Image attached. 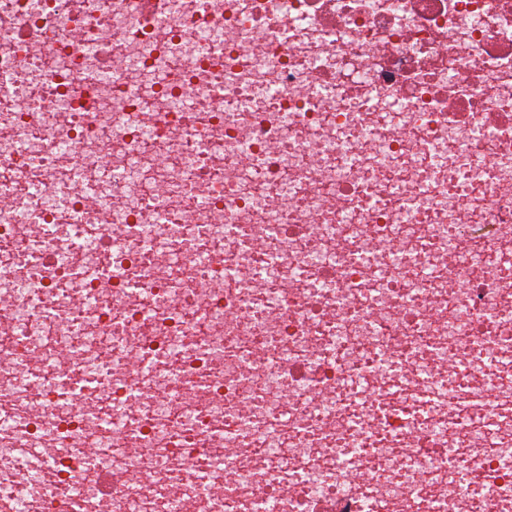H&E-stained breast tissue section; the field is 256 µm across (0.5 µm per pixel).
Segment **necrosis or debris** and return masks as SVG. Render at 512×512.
Wrapping results in <instances>:
<instances>
[{
    "label": "necrosis or debris",
    "mask_w": 512,
    "mask_h": 512,
    "mask_svg": "<svg viewBox=\"0 0 512 512\" xmlns=\"http://www.w3.org/2000/svg\"><path fill=\"white\" fill-rule=\"evenodd\" d=\"M0 8L10 16L0 80L16 102L0 113V169L28 160L45 188L37 208L15 192L0 209V238L71 211L95 227L86 265L107 251L115 268L105 281L74 275L73 230L60 224L51 272L28 257L0 272L20 349L0 359V389L28 380L27 358L46 353L32 318L40 294L59 315V339L113 406L104 430L64 382H37L24 433L45 440L55 464L42 512H73L76 490L95 499L75 485L83 457L54 429L97 438L102 466L125 432L120 409L133 395L121 360L101 369L106 345L181 358L157 377L171 400L140 404L147 452L127 458L130 479L112 512H194V464L219 420L230 453L207 473L224 486L210 512H448L452 503L512 512V385L487 366L492 354L512 365V262L498 248L512 241V0H170L149 21L132 0H84L77 12L68 0ZM19 27L43 36L40 52L15 41ZM117 32L124 39L107 69L98 50ZM177 56L194 66L171 84ZM187 90L206 97L205 125L186 120ZM145 91L170 158L162 192L147 202L144 179L130 174L99 185L97 206L86 208L60 186L69 152L85 168L106 150L128 164ZM35 112L48 113L47 131L29 132ZM247 153L261 167L247 169ZM217 164L219 184L208 177ZM189 192L205 204L191 223L177 204ZM474 231L484 250L456 251ZM262 238L278 239L275 258L254 250ZM340 238L348 257L326 249ZM377 241L397 248L378 253ZM228 254L240 264L234 293L224 287ZM169 257L185 280L158 273ZM445 257L447 276L420 279ZM136 280L157 307L148 329L127 299ZM430 294L447 320L423 306ZM77 296L91 298V311L74 310ZM197 308L211 322L202 345L185 318ZM458 344L468 348L464 371L448 362ZM423 368L435 393L427 410L412 384ZM465 393L482 404L459 410L454 398ZM174 401L189 407L177 420ZM173 484L184 493L178 510Z\"/></svg>",
    "instance_id": "obj_1"
}]
</instances>
